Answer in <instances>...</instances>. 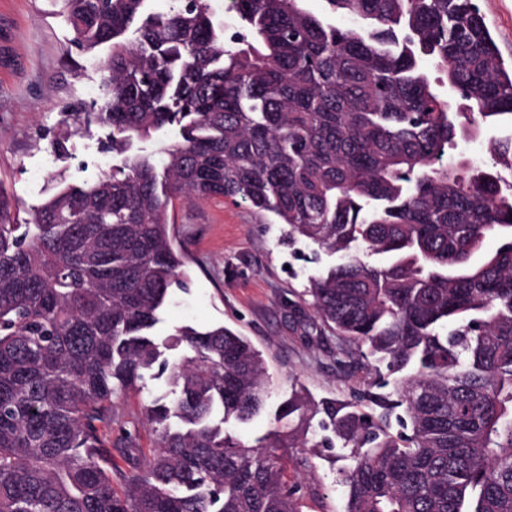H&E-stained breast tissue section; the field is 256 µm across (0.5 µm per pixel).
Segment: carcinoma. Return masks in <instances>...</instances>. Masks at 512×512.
Instances as JSON below:
<instances>
[{
  "label": "carcinoma",
  "mask_w": 512,
  "mask_h": 512,
  "mask_svg": "<svg viewBox=\"0 0 512 512\" xmlns=\"http://www.w3.org/2000/svg\"><path fill=\"white\" fill-rule=\"evenodd\" d=\"M60 2L78 46L110 45L76 120L119 160L27 224L0 190V512H299L273 449L319 447V414L354 448L345 512H512V136L456 153L512 127V62L475 0H233L232 38L209 0ZM166 126L160 169L133 146ZM224 198L337 256L304 295L348 359L399 374L395 398L297 392L275 416L296 426L229 431L266 409L260 352L224 325L153 333L191 281L169 206ZM161 377L171 397L140 407L157 446L128 469L112 398Z\"/></svg>",
  "instance_id": "cac0c4a2"
}]
</instances>
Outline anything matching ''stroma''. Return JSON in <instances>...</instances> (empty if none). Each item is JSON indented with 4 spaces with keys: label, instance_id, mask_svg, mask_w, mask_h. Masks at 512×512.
Instances as JSON below:
<instances>
[{
    "label": "stroma",
    "instance_id": "35a3bbf8",
    "mask_svg": "<svg viewBox=\"0 0 512 512\" xmlns=\"http://www.w3.org/2000/svg\"><path fill=\"white\" fill-rule=\"evenodd\" d=\"M504 57L512 58V0H479ZM59 0H0V187L20 205L19 220L64 186L82 184L112 163L106 132L72 124L73 107H90L101 91L102 45L87 51L72 42ZM175 243L191 259L188 290H173L155 328L166 337L189 324L199 330L224 325L246 336L266 362L273 385L271 405L304 389L315 401L362 402L377 393L369 370L336 361V340L323 333L312 309L297 313L311 275L332 256L303 241L281 242L283 227L230 200L176 202L170 211ZM142 395L115 400L112 445L134 439L142 449L155 436L141 423ZM284 449L288 479L298 484L302 512H343L340 483L351 460L348 450Z\"/></svg>",
    "mask_w": 512,
    "mask_h": 512
}]
</instances>
